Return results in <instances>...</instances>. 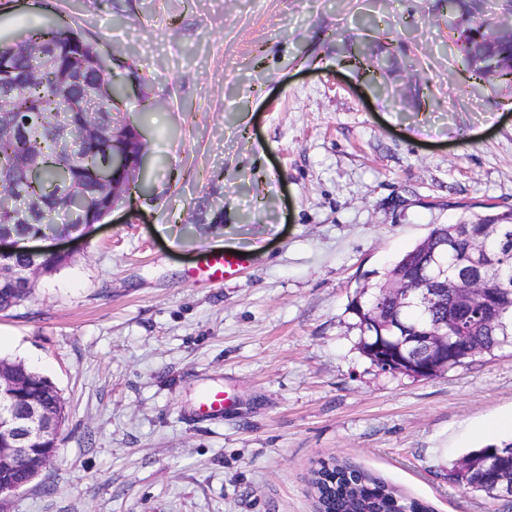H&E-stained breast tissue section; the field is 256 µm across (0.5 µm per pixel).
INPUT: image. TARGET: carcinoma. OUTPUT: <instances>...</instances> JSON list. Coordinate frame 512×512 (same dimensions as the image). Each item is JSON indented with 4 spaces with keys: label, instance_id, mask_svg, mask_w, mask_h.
<instances>
[{
    "label": "carcinoma",
    "instance_id": "obj_1",
    "mask_svg": "<svg viewBox=\"0 0 512 512\" xmlns=\"http://www.w3.org/2000/svg\"><path fill=\"white\" fill-rule=\"evenodd\" d=\"M467 34L465 62L468 79L482 81L495 76L512 84V0L494 21L474 20L464 30ZM10 67L16 76L30 75L25 94L10 97V106L0 110V123L9 125L12 133L0 138V168L6 169L3 187L10 207L16 215L3 211L0 233L17 238L37 235L45 230L54 234H70L83 222L103 218L112 206L124 198L112 194V186L95 175L106 155L95 140L83 136L85 115L69 111L68 102L55 98V92L70 69H82V80L75 99L83 101L100 114L103 123L112 126V113L121 111L124 96L112 80L106 58L98 47L72 28L47 21L27 31L11 43L0 42V66ZM43 155L36 185L27 178V162L35 149ZM470 229L473 238L489 252L498 254L497 265L486 282L489 288H505L501 301L502 326L475 320L466 335L458 337L465 348H448V369L466 365L478 354H491L512 343V209L489 210L463 214L453 224L437 227L387 269L382 281L373 286L364 283L351 301L350 310L358 319L359 348L369 359L377 354L373 347L376 336L390 335L379 330L373 294L380 288L406 278L414 283L424 275L432 259H437V276L448 281V293L425 309L414 302L400 308L392 301L383 307V317L399 316L413 323L429 326L445 324L453 329L456 321L454 296L463 288L454 275L446 272L457 256L465 253L470 241L463 237ZM17 275L0 282V311L17 306L32 293L25 275V256L16 259ZM0 373L22 383V390L9 403L19 409L35 398L54 413L64 412L63 399L54 384L20 360L3 358ZM499 449L512 456V441L488 445L471 451L448 470V480L491 500L500 498L501 487L512 485V459H507L495 472L486 471L480 461L489 451ZM30 462L19 461L14 468L0 472V479L22 482ZM312 484L318 493L320 512H432L423 500L400 494L381 478L347 460H335L313 472Z\"/></svg>",
    "mask_w": 512,
    "mask_h": 512
}]
</instances>
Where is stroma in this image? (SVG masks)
I'll list each match as a JSON object with an SVG mask.
<instances>
[{
    "mask_svg": "<svg viewBox=\"0 0 512 512\" xmlns=\"http://www.w3.org/2000/svg\"><path fill=\"white\" fill-rule=\"evenodd\" d=\"M80 30L123 86L144 191L59 239L0 357L66 402L58 456L0 512H315L345 458L434 512H512L448 469L512 413V347L380 370L349 304L461 205L512 207V85L465 87L448 0H0V38ZM254 253L217 286L211 249ZM222 418L193 411L209 390Z\"/></svg>",
    "mask_w": 512,
    "mask_h": 512,
    "instance_id": "obj_1",
    "label": "stroma"
}]
</instances>
